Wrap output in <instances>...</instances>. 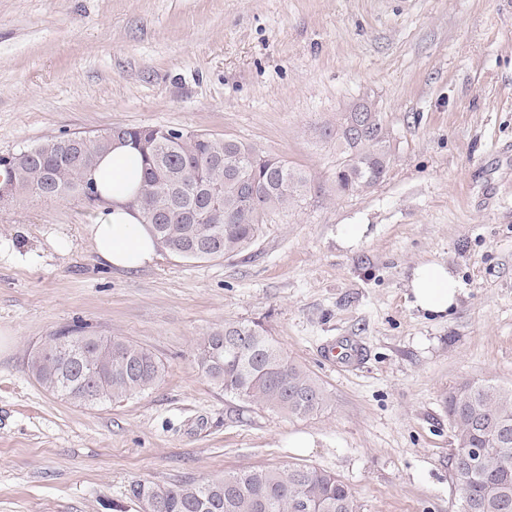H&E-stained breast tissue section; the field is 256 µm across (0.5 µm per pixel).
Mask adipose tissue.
<instances>
[{
	"label": "adipose tissue",
	"mask_w": 512,
	"mask_h": 512,
	"mask_svg": "<svg viewBox=\"0 0 512 512\" xmlns=\"http://www.w3.org/2000/svg\"><path fill=\"white\" fill-rule=\"evenodd\" d=\"M141 171V155L129 145L112 147L91 171L99 200L96 221L88 228L90 238L98 257L122 270L146 267L157 255L158 241L132 204ZM409 289L412 306L434 315L447 313L460 293L456 276L435 262L413 270Z\"/></svg>",
	"instance_id": "1"
}]
</instances>
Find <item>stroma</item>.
<instances>
[{
  "label": "stroma",
  "mask_w": 512,
  "mask_h": 512,
  "mask_svg": "<svg viewBox=\"0 0 512 512\" xmlns=\"http://www.w3.org/2000/svg\"><path fill=\"white\" fill-rule=\"evenodd\" d=\"M364 101L392 160L340 195L320 129ZM118 125L240 139L309 191L240 255L162 248L131 272L96 255L82 198L0 202V512H143L135 481L295 463L359 512H458L444 399L465 378L512 387V0H0V157ZM346 224L367 225L359 246ZM428 262L461 282L449 315L411 305ZM228 320L260 323L328 407L224 394L196 353ZM75 328L149 349L161 380L87 405L47 391L29 361ZM334 342L361 357L331 364Z\"/></svg>",
  "instance_id": "35a3bbf8"
}]
</instances>
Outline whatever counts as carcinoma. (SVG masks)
Instances as JSON below:
<instances>
[{"mask_svg": "<svg viewBox=\"0 0 512 512\" xmlns=\"http://www.w3.org/2000/svg\"><path fill=\"white\" fill-rule=\"evenodd\" d=\"M144 159L143 185L133 200L143 221L156 226L164 248L184 260L232 257L245 251L264 224L298 206L308 192L305 171L253 145L219 134L164 126H120ZM322 137L336 143V193L350 194L383 178L391 161L389 133L368 103L336 114ZM111 149L103 133L51 138L0 159L6 181L37 198L97 200L88 174ZM248 184L259 191L253 201ZM223 191L221 224L188 218L205 188ZM196 359L225 393L295 417H313L329 405L325 387L288 358L261 325L233 320L204 337ZM30 370L48 391L76 404L119 401L151 389L165 371L150 350L118 337L50 336L31 357ZM455 448L452 483L461 512H512V387L491 379H464L445 401ZM468 448L485 449L480 470L463 465ZM131 492L143 512H358L350 487L310 465L253 468L197 484L136 481Z\"/></svg>", "mask_w": 512, "mask_h": 512, "instance_id": "cac0c4a2", "label": "carcinoma"}]
</instances>
